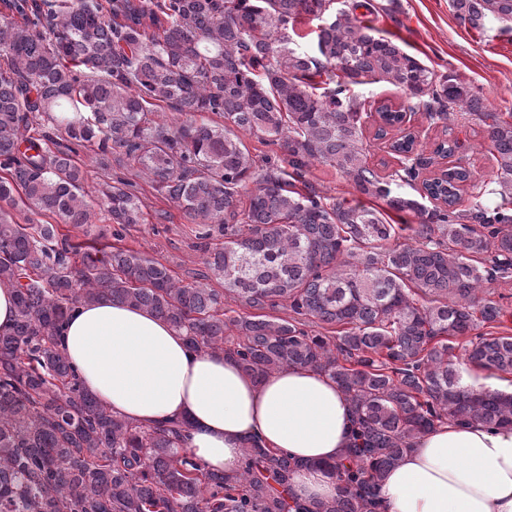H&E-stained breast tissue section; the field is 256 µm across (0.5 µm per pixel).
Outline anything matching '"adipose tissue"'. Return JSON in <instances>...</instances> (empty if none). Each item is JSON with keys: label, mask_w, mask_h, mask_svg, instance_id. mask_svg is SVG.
<instances>
[{"label": "adipose tissue", "mask_w": 512, "mask_h": 512, "mask_svg": "<svg viewBox=\"0 0 512 512\" xmlns=\"http://www.w3.org/2000/svg\"><path fill=\"white\" fill-rule=\"evenodd\" d=\"M58 348L114 413L144 426L184 423L188 451L212 470L238 469L257 437L297 462L299 501L335 497L322 465L347 447L354 414L327 375L287 366L255 381L234 358L192 349L168 322L106 297L71 308ZM378 512H512V430L436 426L389 470Z\"/></svg>", "instance_id": "ef3b65f1"}]
</instances>
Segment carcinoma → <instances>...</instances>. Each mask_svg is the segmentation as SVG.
Returning <instances> with one entry per match:
<instances>
[{
	"label": "carcinoma",
	"instance_id": "1",
	"mask_svg": "<svg viewBox=\"0 0 512 512\" xmlns=\"http://www.w3.org/2000/svg\"><path fill=\"white\" fill-rule=\"evenodd\" d=\"M0 4V284L15 288L16 308L0 334V512H376L386 473L422 433L448 420L512 428V392L469 386L454 365L464 338L468 364L512 375V336L470 337L500 322L486 288L512 278V119L357 22L362 3L112 0L109 17L94 0H54L46 12L36 0ZM449 4L476 30L498 21L512 32V0ZM304 16L320 21L315 55L288 33ZM376 82L414 104L376 106L357 92ZM158 103L174 122L153 118ZM420 108L485 127L500 203L479 190L455 208L472 177L460 166L425 182L443 208L393 192L369 167L364 115L396 126ZM206 112L223 123L196 120ZM245 135L282 158L256 165ZM89 147L102 163L114 152L133 163L198 224V239L224 237L205 264L239 309L121 245L143 204L122 179L95 199L85 191ZM316 163L416 223L296 190ZM95 202L118 226L101 250L61 232L90 223ZM105 295L151 310L195 349L235 356L257 381L290 365L333 379L356 416L349 448L328 465L336 497L288 502L296 463L259 439L225 474L181 449L182 423L112 414L56 346L72 306ZM284 307L292 316L262 313Z\"/></svg>",
	"mask_w": 512,
	"mask_h": 512
}]
</instances>
